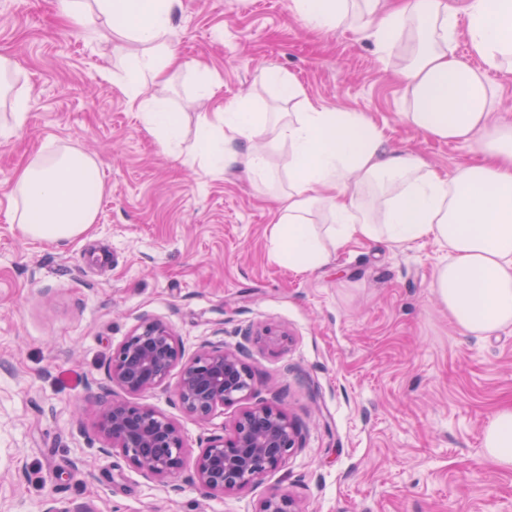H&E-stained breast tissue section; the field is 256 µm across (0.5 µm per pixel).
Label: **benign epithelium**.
<instances>
[{
    "label": "benign epithelium",
    "mask_w": 512,
    "mask_h": 512,
    "mask_svg": "<svg viewBox=\"0 0 512 512\" xmlns=\"http://www.w3.org/2000/svg\"><path fill=\"white\" fill-rule=\"evenodd\" d=\"M176 366L180 367L176 391L181 408L201 421L219 406H232L255 395L243 351L210 341L187 356L171 328L156 319L142 321L112 350L107 378L124 393L140 395L163 386ZM97 422L109 444L101 452L107 455L119 449L144 476L169 477L184 468L179 426L153 408L114 396L100 405ZM300 447V430L287 411L274 401L260 399L239 414L229 433L207 441L194 459L193 475L209 493H237L277 471L288 454ZM256 512L300 510L289 495L275 492L260 500Z\"/></svg>",
    "instance_id": "1"
}]
</instances>
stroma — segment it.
I'll return each mask as SVG.
<instances>
[{"label": "stroma", "instance_id": "1", "mask_svg": "<svg viewBox=\"0 0 512 512\" xmlns=\"http://www.w3.org/2000/svg\"><path fill=\"white\" fill-rule=\"evenodd\" d=\"M289 4L179 0L171 48L219 88L196 103L188 68L147 92L182 113L186 143L201 113L242 98L293 111L261 80L274 65L310 101L363 113L385 151H414L447 176L475 162L403 121L400 56L381 63L371 41L312 30ZM134 49L65 17L61 0H0V54L28 102L26 123L0 135V512H256L276 491L300 512H512V471L482 447L489 418L512 404V328L459 332L431 288L448 252L429 241L353 245L314 272L274 263L266 188L175 161L114 84ZM63 145L101 168L97 219L66 242L34 240L11 220L15 176L32 153ZM145 319L167 323L188 355L207 341L245 347L258 396L278 393L303 447L232 495L206 492L188 467L148 478L120 451L100 455L106 364ZM177 380L136 401L177 423L190 460L241 408L199 421L182 410Z\"/></svg>", "mask_w": 512, "mask_h": 512}]
</instances>
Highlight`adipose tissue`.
<instances>
[{"label": "adipose tissue", "instance_id": "obj_1", "mask_svg": "<svg viewBox=\"0 0 512 512\" xmlns=\"http://www.w3.org/2000/svg\"><path fill=\"white\" fill-rule=\"evenodd\" d=\"M175 0H66L63 10L83 26L105 24L140 45L116 85L137 101L145 130L174 158L213 174L242 167L269 183L270 148L287 146L288 192L278 200L271 258L297 272L320 269L354 244L393 248L432 241L449 258L432 288L455 326L482 337L512 327V125L493 119L498 85L488 71L512 74V0H291L311 28H349L371 41L381 58L401 55L407 99L404 120L427 138L465 144L479 155L453 176L418 154L385 152L376 125L358 112L306 102L301 112H257L239 100L206 114L189 155L180 145L183 122L160 98L144 96L151 79L186 63L170 49ZM483 63L475 69L454 55L459 38ZM104 185L94 158L62 147L31 156L18 173L11 216L36 240L65 242L97 218ZM323 213L328 223L319 224ZM483 448L512 470V406L486 424Z\"/></svg>", "mask_w": 512, "mask_h": 512}]
</instances>
